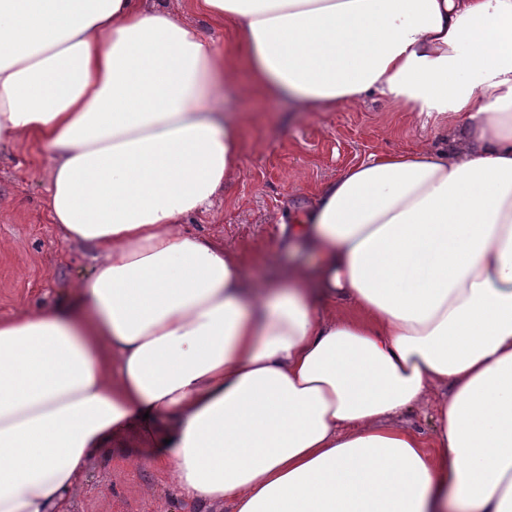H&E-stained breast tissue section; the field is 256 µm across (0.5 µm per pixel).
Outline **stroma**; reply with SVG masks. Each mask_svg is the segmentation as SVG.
<instances>
[{
    "mask_svg": "<svg viewBox=\"0 0 512 512\" xmlns=\"http://www.w3.org/2000/svg\"><path fill=\"white\" fill-rule=\"evenodd\" d=\"M225 110L247 117L242 159L224 195L187 229L221 241L243 261L246 281H265L317 255L288 233L304 204L351 164L426 142L447 148L455 128L434 129L423 117L400 111L380 97L340 104L329 112H295L287 97L261 93L225 99ZM48 167L40 150L20 141L0 148V318L54 305L91 273L79 245L62 242L48 220ZM447 387L402 414L398 425L431 440ZM68 512H225L189 503L176 489L171 468L152 464L130 434L93 456L68 496Z\"/></svg>",
    "mask_w": 512,
    "mask_h": 512,
    "instance_id": "obj_1",
    "label": "stroma"
}]
</instances>
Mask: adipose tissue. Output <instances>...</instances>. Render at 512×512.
Instances as JSON below:
<instances>
[{
    "mask_svg": "<svg viewBox=\"0 0 512 512\" xmlns=\"http://www.w3.org/2000/svg\"><path fill=\"white\" fill-rule=\"evenodd\" d=\"M194 2L234 71L164 0H0V145H38L50 223L97 258L0 319V512H67L128 431L232 512H512V0ZM243 88L458 136L325 184L292 229L321 265L248 288L184 229L240 166ZM441 382L428 449L387 419Z\"/></svg>",
    "mask_w": 512,
    "mask_h": 512,
    "instance_id": "1",
    "label": "adipose tissue"
}]
</instances>
